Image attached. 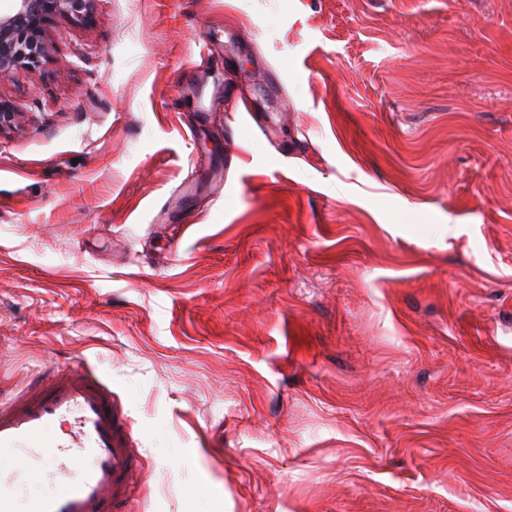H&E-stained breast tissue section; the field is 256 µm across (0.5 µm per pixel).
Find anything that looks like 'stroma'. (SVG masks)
<instances>
[{"instance_id": "stroma-1", "label": "stroma", "mask_w": 512, "mask_h": 512, "mask_svg": "<svg viewBox=\"0 0 512 512\" xmlns=\"http://www.w3.org/2000/svg\"><path fill=\"white\" fill-rule=\"evenodd\" d=\"M0 83V387L129 422L128 512H512V0H95Z\"/></svg>"}]
</instances>
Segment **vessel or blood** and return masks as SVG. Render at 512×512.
Segmentation results:
<instances>
[{
	"instance_id": "vessel-or-blood-1",
	"label": "vessel or blood",
	"mask_w": 512,
	"mask_h": 512,
	"mask_svg": "<svg viewBox=\"0 0 512 512\" xmlns=\"http://www.w3.org/2000/svg\"><path fill=\"white\" fill-rule=\"evenodd\" d=\"M72 421L70 441L46 428ZM130 431L99 379L86 371L51 368L38 388L0 395V461L39 465L52 488L20 508L14 471L0 468V512H123L139 462Z\"/></svg>"
}]
</instances>
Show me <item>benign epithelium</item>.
<instances>
[{"instance_id":"benign-epithelium-1","label":"benign epithelium","mask_w":512,"mask_h":512,"mask_svg":"<svg viewBox=\"0 0 512 512\" xmlns=\"http://www.w3.org/2000/svg\"><path fill=\"white\" fill-rule=\"evenodd\" d=\"M0 16V82L19 70L40 67L50 53L49 29L58 20L90 23L95 0H13ZM21 112L0 97V131L19 124Z\"/></svg>"}]
</instances>
